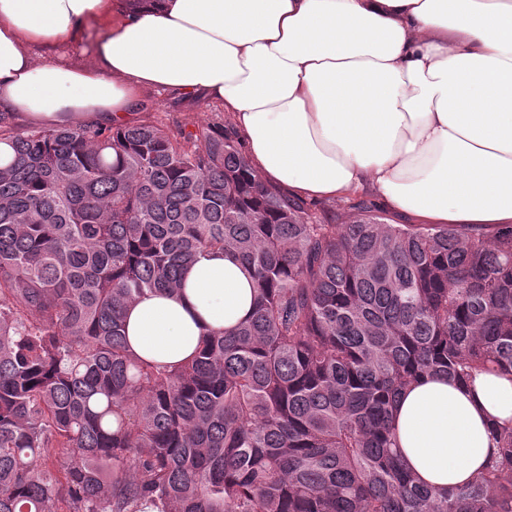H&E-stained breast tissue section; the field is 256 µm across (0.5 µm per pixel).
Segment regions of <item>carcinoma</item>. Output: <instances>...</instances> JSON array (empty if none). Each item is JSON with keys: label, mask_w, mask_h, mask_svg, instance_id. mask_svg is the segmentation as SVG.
Here are the masks:
<instances>
[{"label": "carcinoma", "mask_w": 512, "mask_h": 512, "mask_svg": "<svg viewBox=\"0 0 512 512\" xmlns=\"http://www.w3.org/2000/svg\"><path fill=\"white\" fill-rule=\"evenodd\" d=\"M0 144V512H512V429L446 493L392 430L417 379L512 369V224L318 221L213 124L0 111ZM207 251L251 314L139 358L125 308Z\"/></svg>", "instance_id": "obj_1"}]
</instances>
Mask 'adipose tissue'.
<instances>
[{
    "instance_id": "obj_1",
    "label": "adipose tissue",
    "mask_w": 512,
    "mask_h": 512,
    "mask_svg": "<svg viewBox=\"0 0 512 512\" xmlns=\"http://www.w3.org/2000/svg\"><path fill=\"white\" fill-rule=\"evenodd\" d=\"M106 27L90 63L37 60ZM231 112L262 182L312 200L369 186L430 224H512V0H0V105L46 125L121 121L142 89ZM245 268L200 256L125 311L144 360L180 365L252 308ZM419 483L467 482L512 425V375L429 376L392 419Z\"/></svg>"
}]
</instances>
